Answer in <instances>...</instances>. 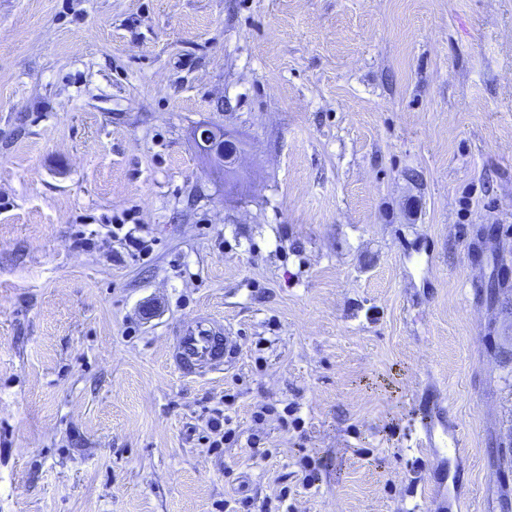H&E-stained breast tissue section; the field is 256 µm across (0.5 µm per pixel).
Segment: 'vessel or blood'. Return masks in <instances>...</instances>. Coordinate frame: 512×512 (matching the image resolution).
<instances>
[{
    "mask_svg": "<svg viewBox=\"0 0 512 512\" xmlns=\"http://www.w3.org/2000/svg\"><path fill=\"white\" fill-rule=\"evenodd\" d=\"M233 352L231 338L224 336L214 320L203 316L179 332L171 359L178 371L192 375L215 369L228 362ZM422 430L426 444L446 441L449 442L451 451H458V434L449 430L442 413H425L422 417Z\"/></svg>",
    "mask_w": 512,
    "mask_h": 512,
    "instance_id": "1",
    "label": "vessel or blood"
}]
</instances>
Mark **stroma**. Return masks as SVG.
<instances>
[{"label":"stroma","mask_w":512,"mask_h":512,"mask_svg":"<svg viewBox=\"0 0 512 512\" xmlns=\"http://www.w3.org/2000/svg\"><path fill=\"white\" fill-rule=\"evenodd\" d=\"M200 315L236 354L185 377ZM507 349L512 0H0V512H414L447 471L504 512ZM200 138L204 143V149L224 166V175L228 182V177L232 178L239 167V159L242 151L239 148L237 140L226 131H224L223 134L209 128L201 132ZM231 143L238 145V149L229 151L227 146L231 145ZM231 419L223 414L221 410H215L212 417L209 418L207 426L216 437L210 447L221 448L226 441H232L236 437L235 428H231ZM422 430L424 440L418 439L416 447H423L425 444L436 446V438L440 439L447 447L448 440L450 442V450L456 454L459 451V437L457 429L448 431V423L440 412L428 411L422 417ZM446 445V446H445Z\"/></svg>","instance_id":"stroma-1"}]
</instances>
